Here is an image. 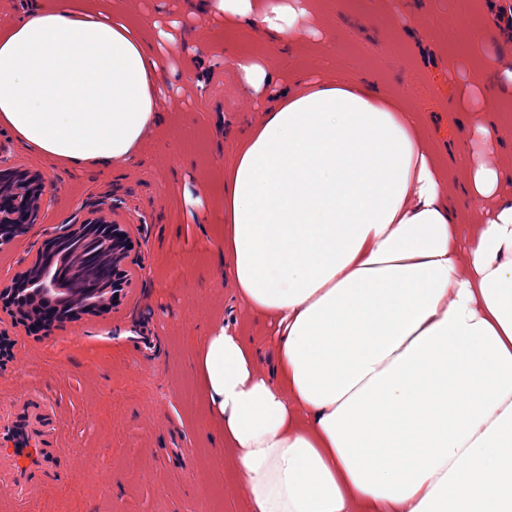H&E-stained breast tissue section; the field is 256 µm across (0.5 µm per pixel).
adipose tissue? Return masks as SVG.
<instances>
[{"label": "adipose tissue", "instance_id": "adipose-tissue-1", "mask_svg": "<svg viewBox=\"0 0 512 512\" xmlns=\"http://www.w3.org/2000/svg\"><path fill=\"white\" fill-rule=\"evenodd\" d=\"M307 0H207L299 42ZM167 70L100 0H40L0 35V127L53 161H133ZM460 224L412 112L367 79H293L224 177L218 266L267 322L193 366L247 512H512V172L468 156Z\"/></svg>", "mask_w": 512, "mask_h": 512}]
</instances>
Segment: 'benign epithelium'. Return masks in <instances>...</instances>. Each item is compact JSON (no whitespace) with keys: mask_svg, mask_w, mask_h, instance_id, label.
<instances>
[{"mask_svg":"<svg viewBox=\"0 0 512 512\" xmlns=\"http://www.w3.org/2000/svg\"><path fill=\"white\" fill-rule=\"evenodd\" d=\"M42 206L40 175L22 167L0 169V245L35 223ZM131 243L121 225L100 210L75 224L57 225L23 259L22 271L0 284V313L28 328L110 310L136 281Z\"/></svg>","mask_w":512,"mask_h":512,"instance_id":"1","label":"benign epithelium"}]
</instances>
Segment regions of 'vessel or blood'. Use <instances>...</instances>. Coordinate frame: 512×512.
<instances>
[{"label":"vessel or blood","mask_w":512,"mask_h":512,"mask_svg":"<svg viewBox=\"0 0 512 512\" xmlns=\"http://www.w3.org/2000/svg\"><path fill=\"white\" fill-rule=\"evenodd\" d=\"M68 465L51 401L34 396L0 414V489L19 512L35 494L62 487Z\"/></svg>","instance_id":"obj_1"}]
</instances>
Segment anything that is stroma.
I'll list each match as a JSON object with an SVG mask.
<instances>
[{
    "mask_svg": "<svg viewBox=\"0 0 512 512\" xmlns=\"http://www.w3.org/2000/svg\"><path fill=\"white\" fill-rule=\"evenodd\" d=\"M194 2L112 4L115 18L154 38L173 72L158 101L166 122L136 162L103 174L56 164L0 128V160L40 173L44 197L37 223L0 246V281L21 270L48 230L94 208L125 225L139 274L108 312L10 331L0 405L33 395L55 402L73 462L66 484L30 512H243L246 503L211 438L192 363L207 327L224 320L256 351L261 372L274 365L270 327L238 303L213 264L224 246V170L263 107L239 85L235 61L264 57L268 47L258 31L200 15ZM313 11V33L274 60L283 78L371 74L411 106L446 167L469 151L492 166L512 164V91L502 82L512 41L499 31L512 16L507 0H315ZM486 94L505 132L492 145L473 136V116L459 107Z\"/></svg>",
    "mask_w": 512,
    "mask_h": 512,
    "instance_id": "obj_1",
    "label": "stroma"
}]
</instances>
